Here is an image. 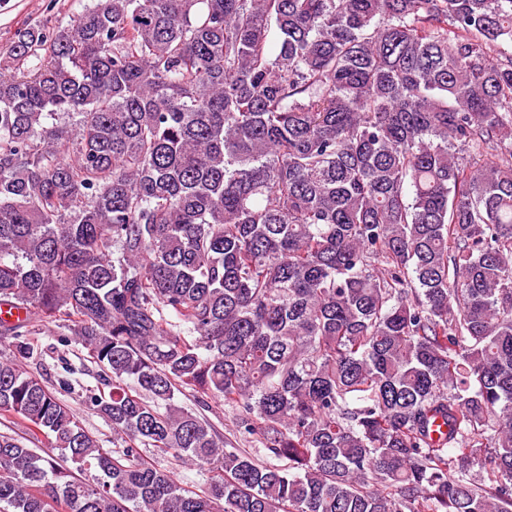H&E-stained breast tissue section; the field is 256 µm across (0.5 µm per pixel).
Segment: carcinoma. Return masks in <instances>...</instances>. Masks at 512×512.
Wrapping results in <instances>:
<instances>
[{
	"mask_svg": "<svg viewBox=\"0 0 512 512\" xmlns=\"http://www.w3.org/2000/svg\"><path fill=\"white\" fill-rule=\"evenodd\" d=\"M509 43L512 0H90L19 31L0 411L57 453L0 434V512H512ZM60 320L112 449L26 370ZM180 400L184 405L194 408L206 416L220 433L229 432L228 429L231 428L233 421V413L229 409L224 408V403L211 401L208 404L209 407L201 408L191 396H180ZM152 457L160 466L171 470L179 483L200 491L207 487L208 472L196 465L185 464L171 456L155 457L151 456V452L146 453Z\"/></svg>",
	"mask_w": 512,
	"mask_h": 512,
	"instance_id": "obj_1",
	"label": "carcinoma"
}]
</instances>
